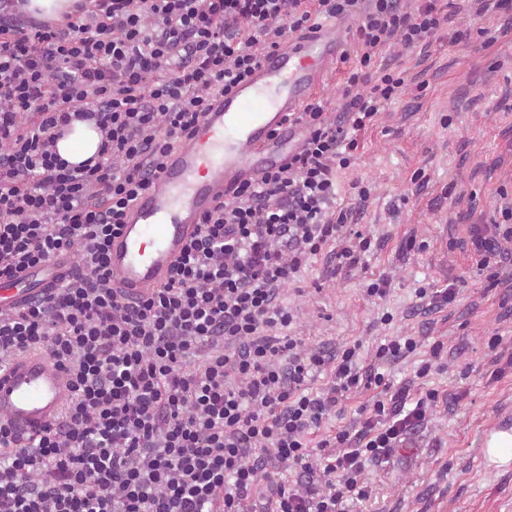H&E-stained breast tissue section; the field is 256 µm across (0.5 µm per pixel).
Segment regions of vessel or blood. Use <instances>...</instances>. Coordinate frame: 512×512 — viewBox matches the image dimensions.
I'll list each match as a JSON object with an SVG mask.
<instances>
[{
  "mask_svg": "<svg viewBox=\"0 0 512 512\" xmlns=\"http://www.w3.org/2000/svg\"><path fill=\"white\" fill-rule=\"evenodd\" d=\"M349 16L296 32L229 91H216L193 136L147 169L153 187L127 207L109 245L111 285L138 304L168 279L204 217L235 189L281 168L307 138L297 115L347 51ZM78 274L61 254L0 281V317L46 301ZM72 397L62 366L40 350L0 363V429L24 446L58 427Z\"/></svg>",
  "mask_w": 512,
  "mask_h": 512,
  "instance_id": "1",
  "label": "vessel or blood"
}]
</instances>
